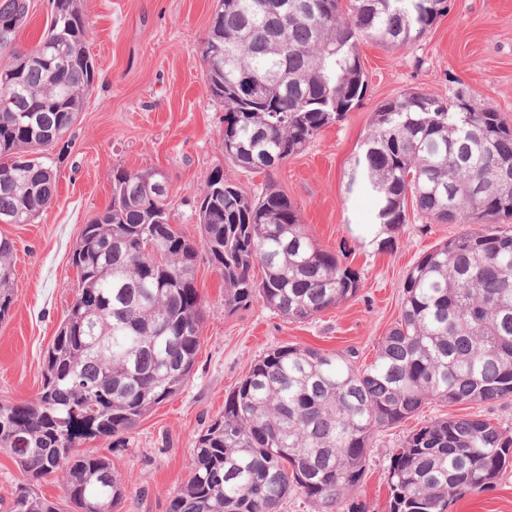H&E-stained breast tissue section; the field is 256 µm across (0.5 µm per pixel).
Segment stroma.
Listing matches in <instances>:
<instances>
[{"mask_svg":"<svg viewBox=\"0 0 512 512\" xmlns=\"http://www.w3.org/2000/svg\"><path fill=\"white\" fill-rule=\"evenodd\" d=\"M90 23L86 40L97 76L69 134L53 148L57 194L28 224H0L16 246L14 302L0 320V402L26 403L42 383L44 357L65 318L77 283L71 256L84 224L112 198L114 171L158 170L166 176L174 217L191 237L204 176L222 167L249 194L273 180L298 205L321 247L346 250L360 275L352 299L317 318L292 323L254 301L224 310V279L198 257L195 286L205 325L190 379L155 405L120 446L91 441L122 477L132 478L117 512H169L187 482L197 436L224 411L227 395L267 350L297 345L351 354L369 365L399 319L398 288L408 270L435 245L462 232L410 214L391 248L371 243L375 199L346 190L354 159L376 108L417 89L451 100L470 97L497 109L512 125V0H448L426 34L400 49L361 41L365 98L322 129L301 153L271 173L249 172L224 158V108L205 83L199 49L214 0H80ZM488 419L512 431V398L492 403H431L394 428L374 433L360 483L346 512H389L390 456L402 439L436 418ZM448 512H512V468L481 493L459 494Z\"/></svg>","mask_w":512,"mask_h":512,"instance_id":"35a3bbf8","label":"stroma"}]
</instances>
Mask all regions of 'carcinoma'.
Instances as JSON below:
<instances>
[{"instance_id":"obj_1","label":"carcinoma","mask_w":512,"mask_h":512,"mask_svg":"<svg viewBox=\"0 0 512 512\" xmlns=\"http://www.w3.org/2000/svg\"><path fill=\"white\" fill-rule=\"evenodd\" d=\"M51 11L37 45L17 36L29 0H0V224L38 216L57 189L48 152L76 123L92 89L79 0ZM448 0H216L201 61L224 106V157L275 168L361 102L364 38L388 48L419 40ZM203 179L199 238L173 224L159 172L118 170L112 201L72 254L77 291L44 360L35 399L0 403V449L38 482L60 475L71 512H115L131 480L83 442L132 430L188 380L202 338L195 287L199 252L224 277V309L260 299L305 322L353 298L360 277L321 248L297 206L269 182L255 194ZM376 200L375 224L393 243L407 204L441 224H480L424 254L401 281L400 318L364 368L348 356L284 345L256 360L224 414L196 439L192 475L169 512H279L293 491L339 512L362 480L374 432L432 402L512 398V127L459 95L449 103L410 91L380 104L355 157L347 192ZM11 239L0 236V318L12 305ZM263 269L257 281L254 266ZM512 466V434L488 419L431 421L395 449L389 512H447ZM9 512H62L28 488Z\"/></svg>"}]
</instances>
